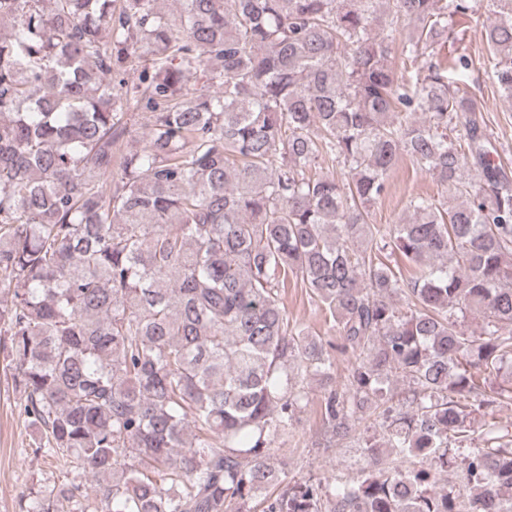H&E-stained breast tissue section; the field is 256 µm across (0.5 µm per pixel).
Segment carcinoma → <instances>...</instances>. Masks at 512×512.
I'll list each match as a JSON object with an SVG mask.
<instances>
[{
    "label": "carcinoma",
    "mask_w": 512,
    "mask_h": 512,
    "mask_svg": "<svg viewBox=\"0 0 512 512\" xmlns=\"http://www.w3.org/2000/svg\"><path fill=\"white\" fill-rule=\"evenodd\" d=\"M494 3L512 99V0ZM177 4L0 0V359L31 453L71 473L19 512H250L259 493L261 512H512V441L473 416L512 398L480 376L507 363L512 383V177L433 61L475 0ZM404 156L452 201L372 224ZM290 275L339 343L290 323ZM332 349L352 362L324 388V434L374 418L383 440L353 480L290 486L272 437Z\"/></svg>",
    "instance_id": "carcinoma-1"
}]
</instances>
